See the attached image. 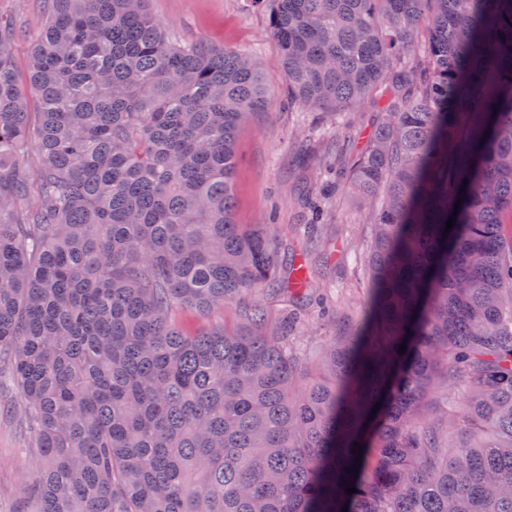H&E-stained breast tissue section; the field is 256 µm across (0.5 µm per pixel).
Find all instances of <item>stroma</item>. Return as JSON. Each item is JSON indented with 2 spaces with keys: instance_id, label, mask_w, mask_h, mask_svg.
<instances>
[{
  "instance_id": "1",
  "label": "stroma",
  "mask_w": 512,
  "mask_h": 512,
  "mask_svg": "<svg viewBox=\"0 0 512 512\" xmlns=\"http://www.w3.org/2000/svg\"><path fill=\"white\" fill-rule=\"evenodd\" d=\"M155 20L175 41H202L252 56L267 82L265 107L236 137L234 221L261 224L275 215L282 254L306 267L308 278L329 287L360 317L368 274L356 257L371 236L367 209L336 174L335 139L362 148L379 113L372 103L340 125L331 112L288 104V78L269 27L267 0H148ZM49 0H0L17 36L14 70L26 84L32 44L44 25ZM22 398L14 379L0 373V512H21L29 473L39 460L22 423Z\"/></svg>"
}]
</instances>
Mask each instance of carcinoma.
Returning <instances> with one entry per match:
<instances>
[{"label":"carcinoma","instance_id":"obj_1","mask_svg":"<svg viewBox=\"0 0 512 512\" xmlns=\"http://www.w3.org/2000/svg\"><path fill=\"white\" fill-rule=\"evenodd\" d=\"M55 2L34 132L0 17V363L40 449L23 512H512V0H272L291 100L382 112L347 170L370 288L315 361L265 296L334 325L324 292L272 223L233 219L260 66L171 40L146 0ZM226 305L237 330L171 319ZM438 389L460 394L453 447Z\"/></svg>","mask_w":512,"mask_h":512}]
</instances>
